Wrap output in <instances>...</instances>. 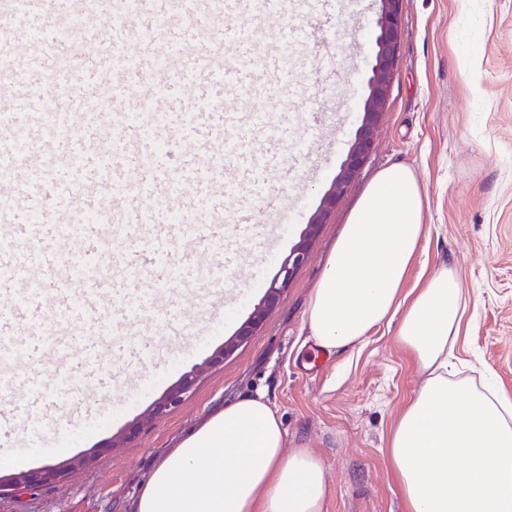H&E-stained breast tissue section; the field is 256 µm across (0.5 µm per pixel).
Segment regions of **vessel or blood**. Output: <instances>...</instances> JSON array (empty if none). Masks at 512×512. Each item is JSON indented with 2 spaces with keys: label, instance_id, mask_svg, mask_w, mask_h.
Here are the masks:
<instances>
[{
  "label": "vessel or blood",
  "instance_id": "vessel-or-blood-1",
  "mask_svg": "<svg viewBox=\"0 0 512 512\" xmlns=\"http://www.w3.org/2000/svg\"><path fill=\"white\" fill-rule=\"evenodd\" d=\"M126 21L111 19L100 6H91V29L111 37L108 48L85 52L81 45L56 37L52 29L62 11L60 0H19L14 21L0 23V47L17 49L28 56L25 82L0 99V110L21 113L38 106L29 95V84L43 79L56 86L73 79L99 87L110 71L111 62L121 61L120 49L129 25L150 28L164 24L170 54L164 55L156 43H146L127 83L154 92L158 85L184 86L192 92L193 104H174L161 109L162 120L145 127L126 120L124 113L97 121L83 137L71 140L80 213L97 210L102 187L115 185L121 192L113 198V223L76 224L58 213L64 197L62 181L52 170L56 163L43 154L35 163H24L0 184V238L9 248L0 250V426L11 431L13 444L27 448L43 442L57 424V406L51 390L65 391L80 382L102 388L114 364L136 362L138 370H149L155 355L176 348H188L197 341L195 330L184 328L190 309L216 316L224 308V293L202 268H189L172 259V243L193 252L229 241L226 226L201 223L189 201L201 193L233 202L231 223L248 232L266 248L278 242L277 225L261 222L263 214H277L288 207L293 194L302 192L304 182L295 179V169L286 159L264 151L249 138V131L268 128L271 115L260 99L240 106L228 99L223 111H215L210 101L215 88L216 58L209 44L198 52L184 54L182 21L170 18L171 0H134ZM338 14H362V0H296L287 9L284 0H211L209 17L226 23V38L240 63L225 72V87L246 90L261 78L278 82L291 75L292 61L302 57L310 71L331 64L333 55L317 33L327 5ZM273 17L293 18L295 26L287 41L264 50L259 41V22ZM29 30L43 31L41 40L26 38ZM177 128L181 134L202 131H231L223 145L176 151L162 147L159 131ZM283 183L281 198L262 200L255 195V180ZM164 188L167 200L176 204L186 221L173 223L170 215L156 216L144 199L155 197ZM56 224L59 237L81 235L90 252H99L104 237H111L114 258L122 274L141 281L128 293L113 288L109 279L86 266L67 264L55 242L43 231ZM195 282L189 306H182L175 287ZM104 309L120 314L126 328L114 332L110 344L82 334L81 319H96ZM152 312L155 339L152 348H143L136 328L145 312ZM59 368L54 384H46L43 369Z\"/></svg>",
  "mask_w": 512,
  "mask_h": 512
}]
</instances>
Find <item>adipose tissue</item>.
Returning a JSON list of instances; mask_svg holds the SVG:
<instances>
[{"instance_id":"ef3b65f1","label":"adipose tissue","mask_w":512,"mask_h":512,"mask_svg":"<svg viewBox=\"0 0 512 512\" xmlns=\"http://www.w3.org/2000/svg\"><path fill=\"white\" fill-rule=\"evenodd\" d=\"M426 202L410 169L376 175L311 293L308 332L333 353L395 319L397 344L426 371L388 448L406 512H512V396L458 377L449 361L468 305L457 268H441L400 302ZM284 442L263 396L228 404L161 459L132 510L322 512V463L305 448L285 453Z\"/></svg>"}]
</instances>
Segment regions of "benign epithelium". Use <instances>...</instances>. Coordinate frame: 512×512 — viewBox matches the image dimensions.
Wrapping results in <instances>:
<instances>
[{"label": "benign epithelium", "mask_w": 512, "mask_h": 512, "mask_svg": "<svg viewBox=\"0 0 512 512\" xmlns=\"http://www.w3.org/2000/svg\"><path fill=\"white\" fill-rule=\"evenodd\" d=\"M379 9L373 20L375 29V54L369 70L363 76L365 92L357 102L361 114L360 125L341 161L330 188L324 193L317 210L310 216L299 240L292 246L288 255L281 261L276 277L266 289L259 303L254 306L248 319L239 327L236 334L217 349L207 365L214 366L238 347L249 342L261 328L266 316L276 306L280 294L288 288L296 271L304 264L321 226L336 208L337 203L357 179L370 159L374 149L375 133L379 126L388 100L393 74L398 58L401 32V0H378ZM200 370L193 368L184 373L180 380L167 393L155 402L151 415L167 412L181 402L194 387ZM90 456L75 457L66 462L47 465L37 470L20 471L8 476H0V495L21 490H36L58 483L75 469L88 465Z\"/></svg>", "instance_id": "7a95c632"}]
</instances>
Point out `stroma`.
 Returning a JSON list of instances; mask_svg holds the SVG:
<instances>
[{
  "mask_svg": "<svg viewBox=\"0 0 512 512\" xmlns=\"http://www.w3.org/2000/svg\"><path fill=\"white\" fill-rule=\"evenodd\" d=\"M373 12L347 20L327 15L322 36L334 53L315 83L324 101L318 115L278 123L274 137L288 149L328 124L334 150L316 179L282 216V245L263 253L252 244L259 274L223 316L189 312L202 342L174 358L158 357L140 390L126 394L89 387L61 409L63 448L27 449L43 467L95 455L89 468L39 490L0 496V512H131L160 459L188 432L224 406L256 394L277 410L285 453L309 449L323 463L330 494L323 512H404L388 453L393 427L425 380L395 341L396 323L375 326L364 342L313 356L305 325L315 288L347 217L381 169L402 165L425 186L427 235L402 286L405 295L442 266L456 265L469 297L454 361L462 376L494 383L512 395V0H402L398 60L374 151L337 204L306 263L250 341L223 365L206 360L248 318L329 189L358 126L359 82L373 59ZM204 372L184 400L122 447L112 445L194 367Z\"/></svg>",
  "mask_w": 512,
  "mask_h": 512,
  "instance_id": "stroma-1",
  "label": "stroma"
}]
</instances>
